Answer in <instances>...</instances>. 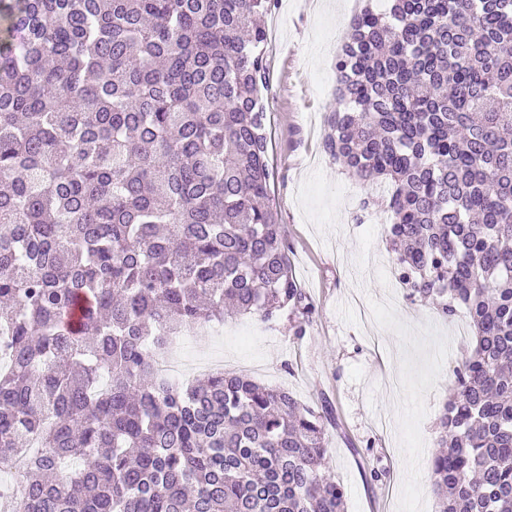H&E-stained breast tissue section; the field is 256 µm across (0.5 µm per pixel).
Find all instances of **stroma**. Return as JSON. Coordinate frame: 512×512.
<instances>
[{"label": "stroma", "instance_id": "stroma-1", "mask_svg": "<svg viewBox=\"0 0 512 512\" xmlns=\"http://www.w3.org/2000/svg\"><path fill=\"white\" fill-rule=\"evenodd\" d=\"M367 2L388 8L387 0H277L264 19L271 195L292 271L315 307L305 336H293L287 316L244 315L225 320L220 335L210 324L195 328L177 357L223 360L225 370L286 388L313 408L329 401L326 462L345 487L347 512H437L430 458L469 320L405 298L387 213L360 209L382 187L360 182L323 146L336 55ZM374 467L381 481H371Z\"/></svg>", "mask_w": 512, "mask_h": 512}]
</instances>
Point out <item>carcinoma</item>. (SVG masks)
<instances>
[{
  "label": "carcinoma",
  "instance_id": "1",
  "mask_svg": "<svg viewBox=\"0 0 512 512\" xmlns=\"http://www.w3.org/2000/svg\"><path fill=\"white\" fill-rule=\"evenodd\" d=\"M276 0H0V465L14 512H346L329 402L151 348L314 312L271 196ZM325 147L381 181L406 298L467 309L430 471L438 512H512V0L366 6Z\"/></svg>",
  "mask_w": 512,
  "mask_h": 512
}]
</instances>
